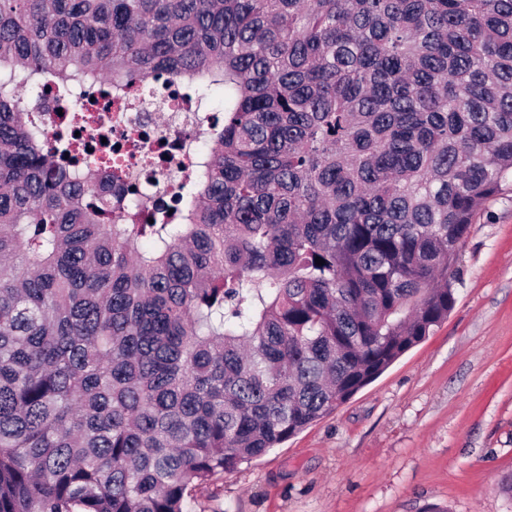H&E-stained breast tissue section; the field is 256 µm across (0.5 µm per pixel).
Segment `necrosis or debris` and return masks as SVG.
Segmentation results:
<instances>
[{
    "instance_id": "obj_1",
    "label": "necrosis or debris",
    "mask_w": 512,
    "mask_h": 512,
    "mask_svg": "<svg viewBox=\"0 0 512 512\" xmlns=\"http://www.w3.org/2000/svg\"><path fill=\"white\" fill-rule=\"evenodd\" d=\"M37 109L46 137L71 127L73 111L93 106L112 132L100 140L95 127L79 129L78 143L85 157L111 159L104 174L128 195L141 198L142 212H149L154 198L168 192L170 180L200 158L209 129V112L183 90L171 84L163 96L142 87L94 90L92 96L57 97L54 90L38 88Z\"/></svg>"
}]
</instances>
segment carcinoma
Segmentation results:
<instances>
[{
	"instance_id": "1",
	"label": "carcinoma",
	"mask_w": 512,
	"mask_h": 512,
	"mask_svg": "<svg viewBox=\"0 0 512 512\" xmlns=\"http://www.w3.org/2000/svg\"><path fill=\"white\" fill-rule=\"evenodd\" d=\"M85 74L222 92L177 220L42 150ZM507 184L512 0H0V512H187L448 318Z\"/></svg>"
}]
</instances>
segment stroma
Segmentation results:
<instances>
[{
	"label": "stroma",
	"instance_id": "obj_1",
	"mask_svg": "<svg viewBox=\"0 0 512 512\" xmlns=\"http://www.w3.org/2000/svg\"><path fill=\"white\" fill-rule=\"evenodd\" d=\"M446 321L188 512H512V190L477 212Z\"/></svg>",
	"mask_w": 512,
	"mask_h": 512
}]
</instances>
